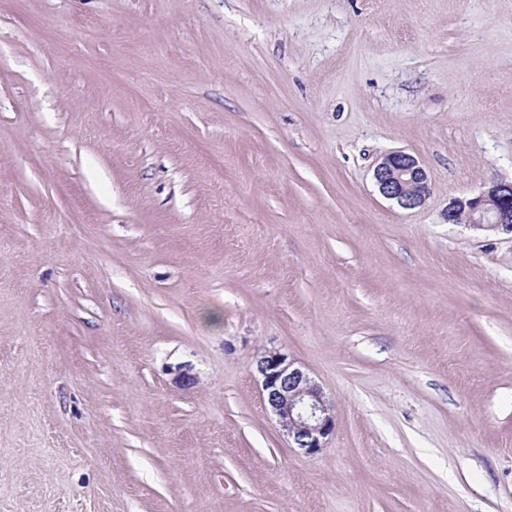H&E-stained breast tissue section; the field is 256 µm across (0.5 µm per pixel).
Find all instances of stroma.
<instances>
[{
  "mask_svg": "<svg viewBox=\"0 0 512 512\" xmlns=\"http://www.w3.org/2000/svg\"><path fill=\"white\" fill-rule=\"evenodd\" d=\"M497 182L512 0H0V512H512V237L445 218ZM373 180L380 195L405 210L421 206L429 193L425 169L403 151L384 154L373 169ZM255 371L263 401L283 434L307 455L322 453L335 429L332 405L322 387L280 351L263 353Z\"/></svg>",
  "mask_w": 512,
  "mask_h": 512,
  "instance_id": "1",
  "label": "stroma"
}]
</instances>
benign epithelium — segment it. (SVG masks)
I'll list each match as a JSON object with an SVG mask.
<instances>
[{
    "instance_id": "1",
    "label": "benign epithelium",
    "mask_w": 512,
    "mask_h": 512,
    "mask_svg": "<svg viewBox=\"0 0 512 512\" xmlns=\"http://www.w3.org/2000/svg\"><path fill=\"white\" fill-rule=\"evenodd\" d=\"M380 195L405 210L421 206L429 193L428 176L418 159L403 151L384 154L373 169ZM446 220L486 233L512 234V183H494L479 194L454 198ZM264 403L295 447L315 456L335 429L332 405L322 387L288 355L267 351L256 361Z\"/></svg>"
}]
</instances>
